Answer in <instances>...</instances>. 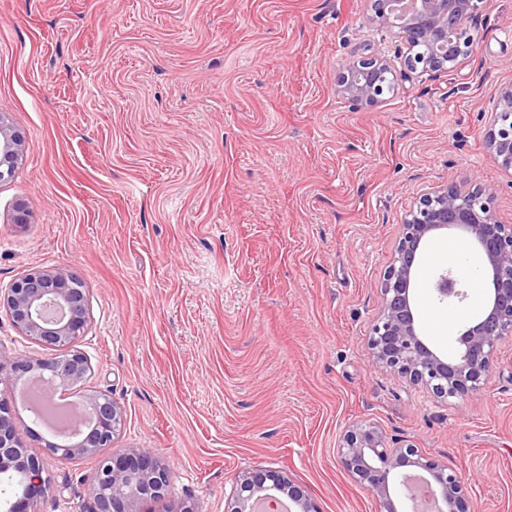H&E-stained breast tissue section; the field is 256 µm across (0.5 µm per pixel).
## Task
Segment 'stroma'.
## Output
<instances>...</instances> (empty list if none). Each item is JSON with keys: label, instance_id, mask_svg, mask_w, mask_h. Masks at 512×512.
<instances>
[{"label": "stroma", "instance_id": "1", "mask_svg": "<svg viewBox=\"0 0 512 512\" xmlns=\"http://www.w3.org/2000/svg\"><path fill=\"white\" fill-rule=\"evenodd\" d=\"M371 0H0V108L26 140L0 179V289L61 267L87 292L70 403L120 404L114 449L170 466L137 512H224L235 476L288 473L321 512H377L337 454L368 420L474 479L471 512H512V378L446 405L370 365L384 271L419 197L483 184L512 225V175L483 134L512 84V0H483L480 40L453 71L403 68L404 39ZM381 48L402 69L374 105L336 84ZM26 203L28 223L13 221ZM460 250L457 260L441 255ZM456 230L424 270L471 267ZM441 304L416 288L424 336L455 355ZM16 433L43 464L35 512H94L97 461L45 450L54 435L12 400Z\"/></svg>", "mask_w": 512, "mask_h": 512}]
</instances>
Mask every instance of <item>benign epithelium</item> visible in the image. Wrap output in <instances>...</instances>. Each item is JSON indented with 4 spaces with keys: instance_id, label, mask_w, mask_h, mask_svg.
I'll list each match as a JSON object with an SVG mask.
<instances>
[{
    "instance_id": "benign-epithelium-1",
    "label": "benign epithelium",
    "mask_w": 512,
    "mask_h": 512,
    "mask_svg": "<svg viewBox=\"0 0 512 512\" xmlns=\"http://www.w3.org/2000/svg\"><path fill=\"white\" fill-rule=\"evenodd\" d=\"M482 0H374L372 20L404 39L408 45L425 44L426 58L407 55L409 70L422 67L433 75L450 70L458 60L456 35L475 31ZM397 74L379 51L344 65L338 93L355 105L371 104L391 90ZM487 151L500 167L512 172V85L502 89L498 111L491 114L484 135ZM25 140L14 130L9 113L0 109V179L22 159ZM486 189L475 185L463 191L453 185L419 198L405 216L394 255L383 275L381 305L367 339L371 366L392 374L435 402L450 403L485 388L503 375L499 354L512 343V225L503 224L484 198ZM457 229L468 236L484 257L493 293L483 314L464 326L460 352L447 357L434 350L422 334L412 288L426 238L434 232ZM461 271L438 272L433 290L439 302L461 303ZM0 309L6 311L18 333L51 351L48 358L25 353L0 355V479L13 483L10 495L0 498V512H33L46 491L39 460L28 454L17 437L9 395L21 381L36 377L47 399L85 380L90 366L76 348L89 324L86 290L74 272L65 268H31L9 287L0 289ZM84 405L90 415L77 418L69 438L76 442L47 443V451L65 459L100 457L93 484L97 512H136V504L164 496L170 467L149 448L101 452L112 447L123 414L106 394H92ZM340 463L350 479L367 490L378 512H398L390 490L398 470L406 466L425 471L437 512H469L473 491L466 475L426 456L412 444H389L380 429L368 421L348 426L337 447ZM283 493L299 512H321L317 501L295 485L286 472L253 467L235 477L225 512H254L261 500Z\"/></svg>"
}]
</instances>
